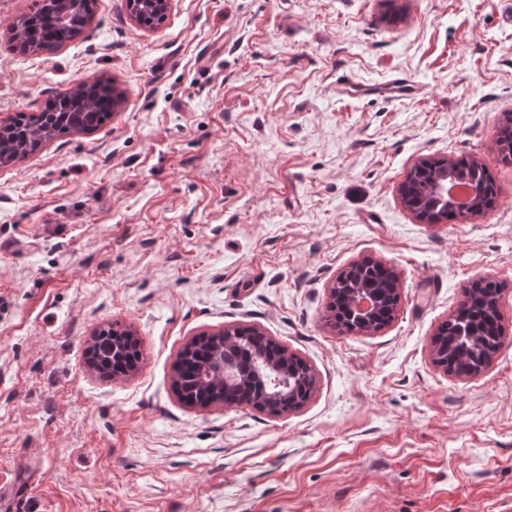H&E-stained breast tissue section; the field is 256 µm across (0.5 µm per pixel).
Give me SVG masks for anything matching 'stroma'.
<instances>
[{
  "instance_id": "35a3bbf8",
  "label": "stroma",
  "mask_w": 512,
  "mask_h": 512,
  "mask_svg": "<svg viewBox=\"0 0 512 512\" xmlns=\"http://www.w3.org/2000/svg\"><path fill=\"white\" fill-rule=\"evenodd\" d=\"M0 0V121L110 81L111 118L0 165V495L27 512H512V0H171L137 25L96 0L56 52ZM415 88L392 92L393 80ZM473 158L493 210L424 224L399 188L424 159ZM401 284L393 321L343 332L348 266ZM501 286L504 341L479 374L431 342L472 282ZM117 324L136 370L85 349ZM247 326L316 389L279 416L184 404L179 352Z\"/></svg>"
}]
</instances>
